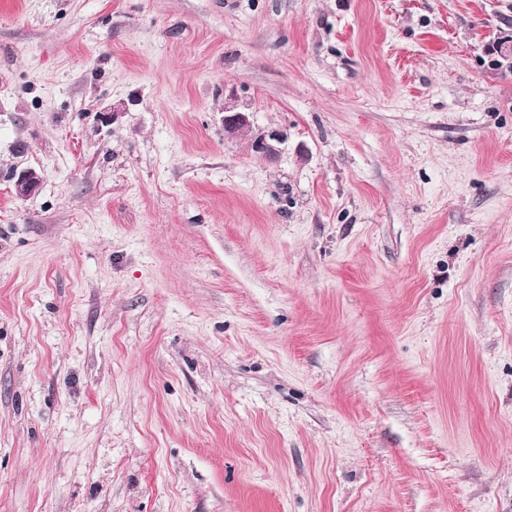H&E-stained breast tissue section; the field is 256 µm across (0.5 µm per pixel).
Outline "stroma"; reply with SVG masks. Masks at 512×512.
<instances>
[{
    "label": "stroma",
    "mask_w": 512,
    "mask_h": 512,
    "mask_svg": "<svg viewBox=\"0 0 512 512\" xmlns=\"http://www.w3.org/2000/svg\"><path fill=\"white\" fill-rule=\"evenodd\" d=\"M503 32L0 0V512H512ZM223 124L225 138H236L251 128L247 113L238 112L232 108L224 109Z\"/></svg>",
    "instance_id": "stroma-1"
}]
</instances>
